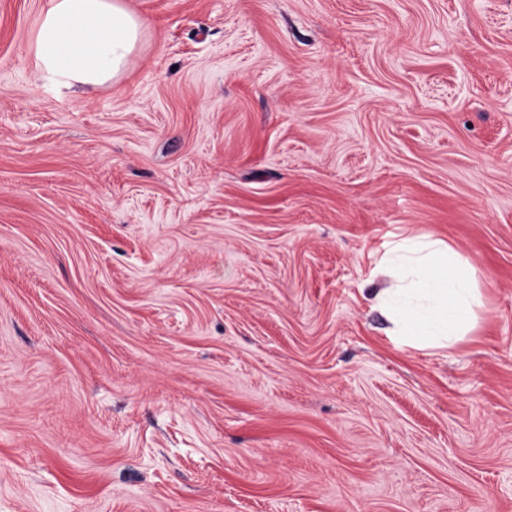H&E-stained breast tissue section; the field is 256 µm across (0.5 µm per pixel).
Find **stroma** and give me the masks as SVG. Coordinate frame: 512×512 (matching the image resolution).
<instances>
[{
  "label": "stroma",
  "mask_w": 512,
  "mask_h": 512,
  "mask_svg": "<svg viewBox=\"0 0 512 512\" xmlns=\"http://www.w3.org/2000/svg\"><path fill=\"white\" fill-rule=\"evenodd\" d=\"M0 0V512H512V0H126L48 86ZM467 336H388L407 233ZM146 35L145 20L125 0H49L31 51L51 86L101 87L127 73ZM366 285L374 287L387 332L410 344L448 348L472 329L483 306L477 269L431 234L394 241Z\"/></svg>",
  "instance_id": "obj_1"
}]
</instances>
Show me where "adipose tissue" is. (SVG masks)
<instances>
[{"label":"adipose tissue","instance_id":"obj_1","mask_svg":"<svg viewBox=\"0 0 512 512\" xmlns=\"http://www.w3.org/2000/svg\"><path fill=\"white\" fill-rule=\"evenodd\" d=\"M145 20L126 0H48L32 38L40 78L58 89L117 82L146 43ZM368 283L390 335L445 348L466 335L482 306L478 271L444 239L394 241Z\"/></svg>","mask_w":512,"mask_h":512}]
</instances>
